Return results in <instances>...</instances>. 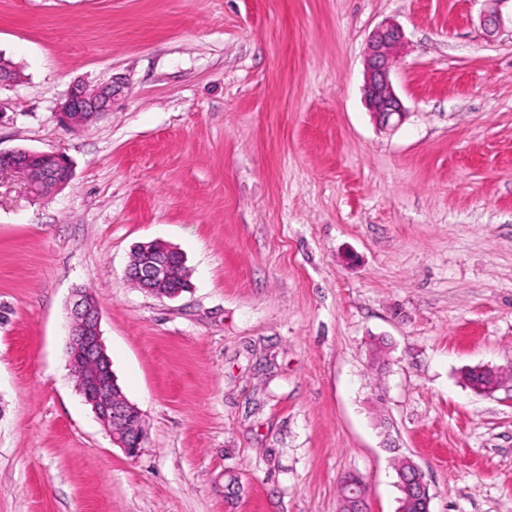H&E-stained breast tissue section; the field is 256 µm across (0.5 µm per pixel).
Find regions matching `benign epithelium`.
<instances>
[{
  "label": "benign epithelium",
  "mask_w": 512,
  "mask_h": 512,
  "mask_svg": "<svg viewBox=\"0 0 512 512\" xmlns=\"http://www.w3.org/2000/svg\"><path fill=\"white\" fill-rule=\"evenodd\" d=\"M486 2L491 4V8L483 16V27L486 35L491 36L499 27L498 6L507 0ZM403 46V31L394 23L378 26L367 43L364 100L369 112L385 128L399 126L407 115L392 83V72ZM115 92V85L112 83L97 87L83 83L73 85L57 108L59 126L71 129L85 121L97 119L104 112L112 111ZM3 173L21 178L29 191L39 197L69 184L73 178V165L61 153L39 152L20 147L8 152L0 151V174ZM179 258L181 255L172 247L167 248L165 254L160 256L153 254L149 245H144V253L135 268L140 288L160 299L178 297L181 290L165 291L160 286L177 277ZM66 353L68 364L74 372L83 370L89 363L100 367L99 375L78 380V391L108 430L112 443L129 456L137 455L146 439L143 415L124 397L111 365L106 363L108 357L96 302L78 289L75 290L70 311ZM397 476L399 488H412L424 497H429L423 475L413 462H408V470L397 472ZM344 486L349 488L355 503L354 512H367V487L364 481L349 475L344 478Z\"/></svg>",
  "instance_id": "7a95c632"
}]
</instances>
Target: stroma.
<instances>
[{"instance_id":"stroma-1","label":"stroma","mask_w":512,"mask_h":512,"mask_svg":"<svg viewBox=\"0 0 512 512\" xmlns=\"http://www.w3.org/2000/svg\"><path fill=\"white\" fill-rule=\"evenodd\" d=\"M483 0H0V150L60 151L36 198L0 176V512H397L414 461L430 512H512V31ZM393 22L407 112L363 100ZM122 83L62 131L79 82ZM186 260L157 299L137 245ZM99 305L143 414L137 456L79 395L73 292ZM504 372L475 393L465 368ZM236 484H229V476ZM408 470L397 472L398 481L397 486L401 489L412 488L417 490L421 495L426 498V501H430L429 492L426 484L424 483L423 475L416 464L412 461L407 460Z\"/></svg>"}]
</instances>
